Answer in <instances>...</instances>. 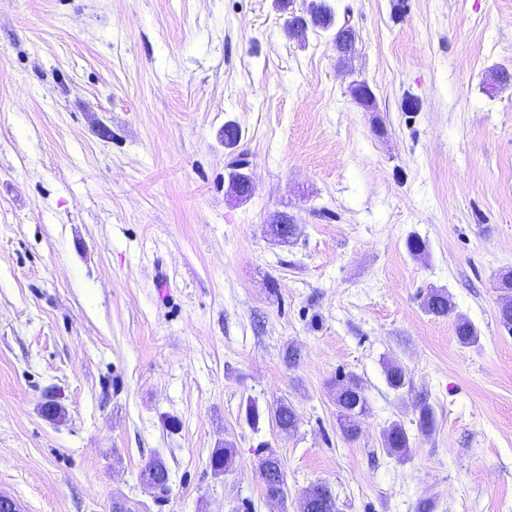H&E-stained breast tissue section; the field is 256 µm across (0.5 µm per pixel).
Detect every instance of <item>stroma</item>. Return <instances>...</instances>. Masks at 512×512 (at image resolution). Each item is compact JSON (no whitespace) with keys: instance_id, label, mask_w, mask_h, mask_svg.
Masks as SVG:
<instances>
[{"instance_id":"35a3bbf8","label":"stroma","mask_w":512,"mask_h":512,"mask_svg":"<svg viewBox=\"0 0 512 512\" xmlns=\"http://www.w3.org/2000/svg\"><path fill=\"white\" fill-rule=\"evenodd\" d=\"M308 3L0 0V493L20 512H296L317 482L339 512H512V81L489 82L512 73V0H333L356 31L343 62L327 33L289 34ZM279 212L294 244L265 234ZM432 286L477 343L424 311ZM350 373L353 442L334 403ZM395 421L402 459L382 446ZM264 446L286 502L264 495ZM156 454L160 499L140 478ZM498 287L506 294L507 302H503L497 314L499 324L508 332H512V271L502 273L498 277ZM335 403L342 436L355 440L360 434L361 419L368 405L362 384L356 376H344L336 381ZM383 447L390 456L405 457L410 448V439L404 425L393 422L383 434ZM237 451L232 441H224V447L215 448L210 457V467L214 472L229 471L235 462ZM142 473H147L149 475V481L147 484L149 487L158 490L161 493L167 490L168 467L161 458L152 457L149 459L142 469Z\"/></svg>"}]
</instances>
